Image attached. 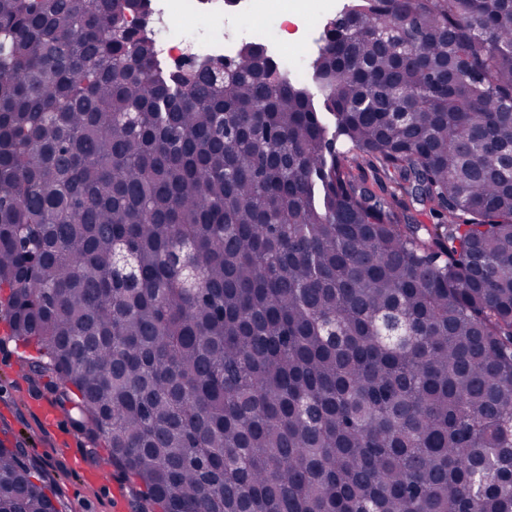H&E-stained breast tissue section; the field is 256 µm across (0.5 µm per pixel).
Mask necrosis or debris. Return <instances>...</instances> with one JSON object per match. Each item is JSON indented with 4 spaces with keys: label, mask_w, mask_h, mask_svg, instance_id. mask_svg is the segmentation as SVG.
<instances>
[{
    "label": "necrosis or debris",
    "mask_w": 512,
    "mask_h": 512,
    "mask_svg": "<svg viewBox=\"0 0 512 512\" xmlns=\"http://www.w3.org/2000/svg\"><path fill=\"white\" fill-rule=\"evenodd\" d=\"M147 10L129 22L153 44V70L168 76L187 61L235 59L247 45L263 49L293 80L305 77L324 44L326 24L343 0H146ZM303 48L295 55L291 44Z\"/></svg>",
    "instance_id": "obj_1"
}]
</instances>
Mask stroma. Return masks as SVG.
<instances>
[{
    "mask_svg": "<svg viewBox=\"0 0 512 512\" xmlns=\"http://www.w3.org/2000/svg\"><path fill=\"white\" fill-rule=\"evenodd\" d=\"M52 400L45 380L31 378L18 341L0 334V445L23 448L43 470L60 512H141L132 480L106 465V448H91L70 416L55 426L44 420L40 405Z\"/></svg>",
    "mask_w": 512,
    "mask_h": 512,
    "instance_id": "stroma-1",
    "label": "stroma"
}]
</instances>
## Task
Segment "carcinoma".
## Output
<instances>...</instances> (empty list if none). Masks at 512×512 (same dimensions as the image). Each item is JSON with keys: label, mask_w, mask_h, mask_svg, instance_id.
Instances as JSON below:
<instances>
[{"label": "carcinoma", "mask_w": 512, "mask_h": 512, "mask_svg": "<svg viewBox=\"0 0 512 512\" xmlns=\"http://www.w3.org/2000/svg\"><path fill=\"white\" fill-rule=\"evenodd\" d=\"M139 2L0 0L30 372L159 512H512V0H360L311 87L163 81ZM0 512H59L20 448Z\"/></svg>", "instance_id": "obj_1"}]
</instances>
